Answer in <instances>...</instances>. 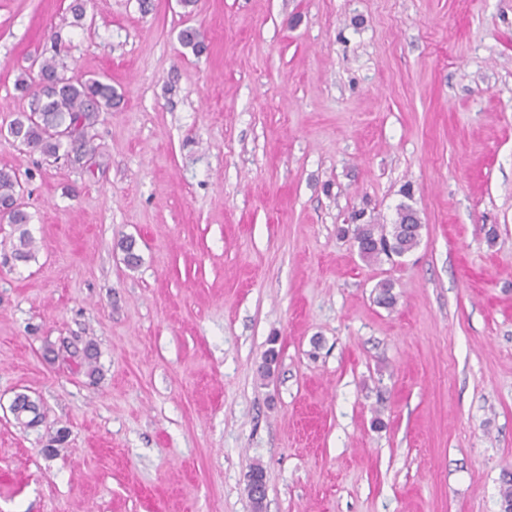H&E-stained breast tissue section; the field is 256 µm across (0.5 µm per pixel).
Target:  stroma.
Segmentation results:
<instances>
[{"label":"stroma","instance_id":"obj_1","mask_svg":"<svg viewBox=\"0 0 512 512\" xmlns=\"http://www.w3.org/2000/svg\"><path fill=\"white\" fill-rule=\"evenodd\" d=\"M74 1L0 0V512H500L512 0ZM46 59L117 95L85 165L3 133ZM17 187H19V184L16 175L9 171L0 170V205L4 208L3 215H7L9 224H13L19 230V244L13 250L14 259L27 261L32 257V240L27 229L23 227L29 224L31 217L17 204ZM407 204H400L398 219L394 224H356L353 230L358 254L369 262H377L382 255L387 258L400 257L413 251L421 242L422 224L417 217L407 221L409 233L404 232V221L414 213ZM14 413L17 420H21L23 415L29 417L24 422L26 427L38 426L43 420V412L38 402L29 398V396L23 395L18 398L15 402Z\"/></svg>","mask_w":512,"mask_h":512}]
</instances>
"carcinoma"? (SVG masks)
Masks as SVG:
<instances>
[{"instance_id":"carcinoma-1","label":"carcinoma","mask_w":512,"mask_h":512,"mask_svg":"<svg viewBox=\"0 0 512 512\" xmlns=\"http://www.w3.org/2000/svg\"><path fill=\"white\" fill-rule=\"evenodd\" d=\"M17 86L32 91L36 107L30 112H19L10 121L7 135L41 154L49 157L64 155L75 162L94 152L87 137L100 111L114 105L115 92L112 85L97 79L71 80L58 73L56 63L42 64L39 80L29 85L21 78ZM19 187L16 175L0 170V206L8 222L19 230L18 245L14 248V259L27 261L32 257L31 243L25 225L30 215L23 210L16 199ZM414 213L407 204L398 208V219L393 224H357L353 230L358 254L369 262H377L382 257H400L413 251L421 242L420 224L405 225L404 221ZM394 285L382 281L377 285L376 303L384 308L396 304ZM16 419L27 416L25 426L35 427L43 420L40 404L24 395L15 402Z\"/></svg>"}]
</instances>
